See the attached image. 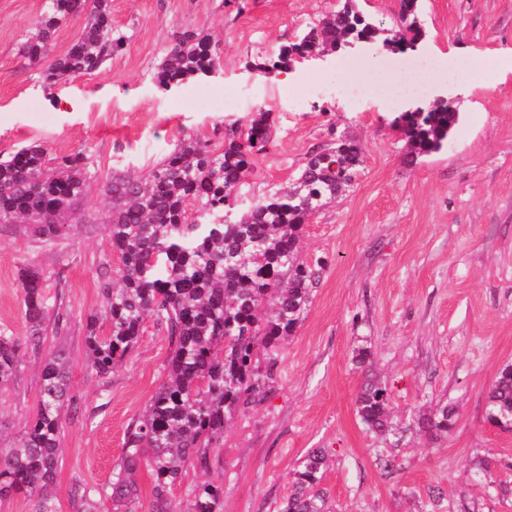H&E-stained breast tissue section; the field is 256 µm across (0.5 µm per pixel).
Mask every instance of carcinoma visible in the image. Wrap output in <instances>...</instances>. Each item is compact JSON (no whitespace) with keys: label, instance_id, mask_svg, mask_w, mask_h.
I'll use <instances>...</instances> for the list:
<instances>
[{"label":"carcinoma","instance_id":"cac0c4a2","mask_svg":"<svg viewBox=\"0 0 512 512\" xmlns=\"http://www.w3.org/2000/svg\"><path fill=\"white\" fill-rule=\"evenodd\" d=\"M112 0H50L23 46L34 65L46 64L45 81L93 73L120 51L126 37L112 27ZM345 0L310 31L253 66L269 75L290 72L317 53L347 52L381 41L393 53L413 52L424 38L418 0H399L392 28L370 22ZM85 17L69 49L50 57L53 36L70 18ZM215 43L185 29L158 64L153 79L170 91L184 81L220 70ZM460 121L459 105L433 99L401 112L393 125L403 134L407 155L428 156L448 147ZM270 111L258 109L247 123L233 121L212 141L186 134L142 176L112 172L108 245L120 266L98 271L108 332L87 324L92 367L101 375L134 348L146 318L169 339L167 378L128 432L122 467L97 490L115 510L137 499L135 475L141 462L153 472L151 512H176L169 489L188 465L208 467L209 450L224 439L230 419L262 398L275 379L273 352L293 335L311 303L317 271L299 259L298 244L308 218L345 193L363 163V149L350 139L312 150L286 189L244 205L241 188L254 157L271 144ZM90 157L78 152L48 157L37 142L0 157V224L22 222L50 241L65 234L66 218L83 203ZM21 301L31 323L24 338L0 331V387L12 382L22 351L38 349L48 328V303L36 273L21 281ZM39 409L17 443L0 448V498L24 490L36 512H55L50 486L70 400L67 359L46 358ZM362 424L377 436L392 431L389 392L370 374L356 398ZM486 420L512 432V365L502 367L486 396ZM454 409L438 403L418 420L420 430L446 433ZM325 454L308 452L295 472L294 489L282 512H327L320 488ZM224 488L203 483L193 491L188 512H220Z\"/></svg>","mask_w":512,"mask_h":512}]
</instances>
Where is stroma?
<instances>
[{
	"instance_id": "obj_1",
	"label": "stroma",
	"mask_w": 512,
	"mask_h": 512,
	"mask_svg": "<svg viewBox=\"0 0 512 512\" xmlns=\"http://www.w3.org/2000/svg\"><path fill=\"white\" fill-rule=\"evenodd\" d=\"M344 0H112L123 49L99 71L51 86L22 54L48 0H0V153L38 142L50 155L84 152L95 171L82 220L48 241L23 224H0V328L27 336L22 272L39 273L67 311L60 332L25 351L17 377L0 387V448L14 444L37 412L40 371L64 350L77 407L66 417L52 486L57 512H76L122 464L126 433L166 377V334L146 321L112 372L89 362L87 318L99 313L100 264L118 265L106 242L113 165L130 174L180 137L269 109L273 143L256 156L242 188L256 200L288 186L314 147L346 137L364 162L353 187L303 226L299 256L321 264L312 302L275 354L266 396L224 431L207 468L188 467L169 491L187 507L199 483L223 484L221 512H280L311 449L324 450L328 512H512V432L485 420L486 394L512 364V0H421L426 38L418 51L387 54V70L424 65L433 84L448 49L491 63V85L458 82L460 123L440 152L405 153L392 120L409 97L351 99L336 88L339 55L309 60L289 83L252 63L277 53ZM217 42L223 74L208 79L224 109L197 98L195 80L162 91L153 80L174 32ZM390 394L394 436L381 439L355 408L364 374L358 349ZM455 411L447 434L429 439L420 415L437 402ZM393 460L385 470L379 457ZM493 461L494 483H478Z\"/></svg>"
}]
</instances>
